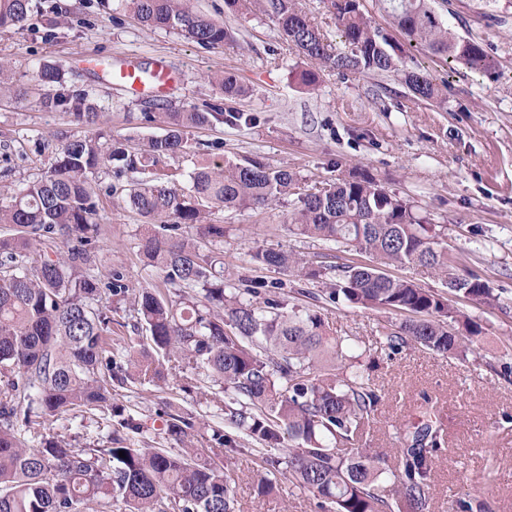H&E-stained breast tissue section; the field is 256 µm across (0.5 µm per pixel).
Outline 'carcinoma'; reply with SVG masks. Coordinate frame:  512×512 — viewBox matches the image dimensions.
I'll return each instance as SVG.
<instances>
[{
	"label": "carcinoma",
	"mask_w": 512,
	"mask_h": 512,
	"mask_svg": "<svg viewBox=\"0 0 512 512\" xmlns=\"http://www.w3.org/2000/svg\"><path fill=\"white\" fill-rule=\"evenodd\" d=\"M123 9L150 29L174 31L203 49L224 46L233 33L224 23L193 11L186 0H120ZM341 32L342 48L327 42L296 0H224L233 14L258 11L278 27L282 39L318 65L300 74L313 86L319 69L349 74L387 72L402 62L406 48L426 47L449 63L489 73L484 47L457 36L435 0H381L405 44L393 43L372 25L360 0H326ZM57 24L60 5L36 0H0V31L24 27L33 15ZM39 83L49 88L46 108L67 112L94 128L68 140L40 178L0 198V512H80L82 502L124 501L128 512H156L169 499L179 512H236L238 475L196 449L174 454L165 448H99L92 461L84 451L49 442L26 446L15 431L29 429L42 415L102 407L112 382L127 379L106 360L112 315L103 296H133L137 320L157 354H178L224 383V433L216 443L231 450L250 440L255 449L259 495L286 480L313 494L319 512H430L434 459L445 444L437 406L425 401L417 421L397 428L401 466L384 468L380 454L362 444L378 415L381 396L361 371L359 341L334 336L322 314L280 292V280L251 279L241 286L202 254L200 241L224 238L213 210L258 209L291 202L288 230L330 243L341 253L366 254L371 263L312 266L284 250L258 246L250 263L301 282L323 284L334 304L401 316L379 327L391 353L413 346L441 354L463 353L459 328L478 326L458 307L463 301L491 306V288L478 275H452L446 290L424 289L387 268L418 264L446 276L451 268L441 230L416 207L371 176L350 172L325 187L308 186L284 167L258 157L209 162L186 172L171 165L187 151L190 128L249 124L252 117L232 103L248 89L226 71L222 98L181 109L155 98L141 112L145 124L164 133L141 146L117 141L99 128L102 107L67 84L61 69L43 63ZM413 95L445 105L447 86L415 70L404 73ZM138 178L126 188L127 209L148 225L143 253L166 285L198 288L218 312L194 302L173 304L156 286L134 289L114 271L103 280L88 272L89 245L99 233L95 185L102 173ZM62 239L64 250L40 249ZM140 380L161 377L149 355L134 361ZM118 425L138 434L142 423L115 406ZM168 431L192 426L189 414H168ZM125 457H119V452Z\"/></svg>",
	"instance_id": "carcinoma-1"
}]
</instances>
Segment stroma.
I'll list each match as a JSON object with an SVG mask.
<instances>
[{
	"mask_svg": "<svg viewBox=\"0 0 512 512\" xmlns=\"http://www.w3.org/2000/svg\"><path fill=\"white\" fill-rule=\"evenodd\" d=\"M57 2L69 10L59 28L46 29L35 16L24 28L0 31V57L11 63L16 89L0 99V198L40 176L66 140L85 132L67 113L42 107L45 89L34 79L42 62L57 63L68 84L103 105V130L135 144L161 135L162 129L142 124L146 95L111 79L104 64L117 68L125 59L142 65L164 59L178 78L162 97L176 107L217 99L221 91L214 76L236 73L250 90L236 106L254 115L255 123L190 130L189 152L179 160L184 169L256 155L312 184L334 182L351 170L366 173L443 225L455 274H477L493 288L496 306L469 310L481 333L463 358L412 347L389 353L379 335L388 319L381 311L323 300L309 307L325 315L334 335L358 338L367 351L363 363L384 402L380 420L363 438L366 446L389 449L388 464L397 468L395 427L414 419L423 397H431L447 433L434 463L432 512H454L449 494L456 490L486 501L489 512H512V379L503 376L512 369V0H445L443 5L452 29L487 50L494 62L491 74L412 51L434 82H447L448 103L442 109L414 98L393 72L343 79L325 70L315 86L301 85L298 76L309 61L289 50L268 17L226 13L224 0H188L193 10L234 31L235 42L215 49L144 28L130 12H118L119 0ZM116 14L121 24H114ZM114 182L104 175L96 187L103 222L91 267L103 278L121 271L135 286L158 283L160 272L146 266L141 255L145 226L124 208L120 195L108 194ZM288 211L285 204L216 211L213 220L223 225L224 237L204 241L202 249L235 280L259 275L248 261L259 245L300 254L315 265L325 262L329 245L291 233ZM133 315L130 301L113 302L107 354L126 370L147 336L135 327ZM170 364L173 375L158 384L132 379L113 384L111 407L42 416L36 443L111 447L114 437L125 435L112 415L117 405L143 425L142 433L129 436L135 446L220 454L239 476L242 512H317L310 493L286 486L258 496L250 443L231 451L213 441L214 432L224 428L219 384L188 361L174 358ZM177 409L192 414L193 426L173 435L167 414Z\"/></svg>",
	"mask_w": 512,
	"mask_h": 512,
	"instance_id": "obj_1",
	"label": "stroma"
}]
</instances>
